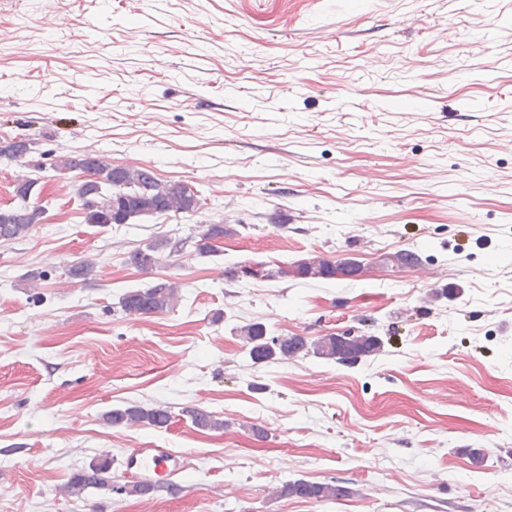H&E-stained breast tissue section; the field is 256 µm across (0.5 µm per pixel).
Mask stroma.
I'll use <instances>...</instances> for the list:
<instances>
[{"label":"stroma","mask_w":512,"mask_h":512,"mask_svg":"<svg viewBox=\"0 0 512 512\" xmlns=\"http://www.w3.org/2000/svg\"><path fill=\"white\" fill-rule=\"evenodd\" d=\"M19 134L31 151L0 158V208L33 178L46 214L0 241V512H512V0H0V140ZM77 153L188 184L201 206L86 223L81 173L56 167ZM219 221L220 255L197 254ZM165 238L188 244L151 273L128 264ZM347 257L357 277L230 278ZM86 258L95 278L70 279ZM158 279L179 284L173 309L121 310ZM248 322L384 347L256 364ZM128 404L173 420L105 423ZM146 446L185 470L147 497L118 475L65 492ZM296 479L352 494L280 496ZM182 413L188 416L197 428L203 430H223L224 421L216 418L212 412L198 407L183 408ZM88 467L72 472L66 492L83 493L88 489H108L112 486V460L109 457L96 459Z\"/></svg>","instance_id":"1"}]
</instances>
